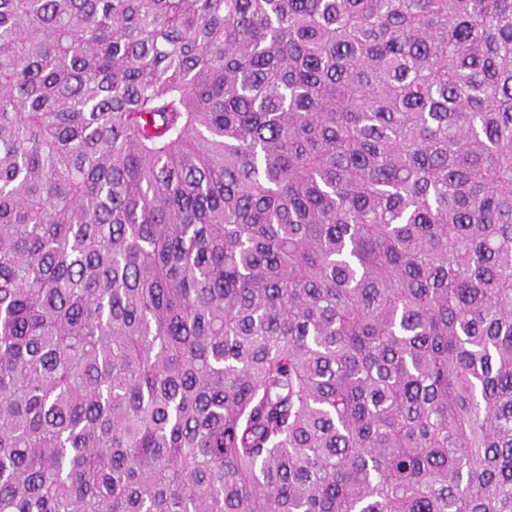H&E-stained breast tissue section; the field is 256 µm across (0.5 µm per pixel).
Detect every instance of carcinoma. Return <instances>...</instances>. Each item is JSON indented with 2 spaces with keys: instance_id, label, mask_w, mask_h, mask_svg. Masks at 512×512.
<instances>
[{
  "instance_id": "obj_1",
  "label": "carcinoma",
  "mask_w": 512,
  "mask_h": 512,
  "mask_svg": "<svg viewBox=\"0 0 512 512\" xmlns=\"http://www.w3.org/2000/svg\"><path fill=\"white\" fill-rule=\"evenodd\" d=\"M0 512H512V0H0Z\"/></svg>"
}]
</instances>
